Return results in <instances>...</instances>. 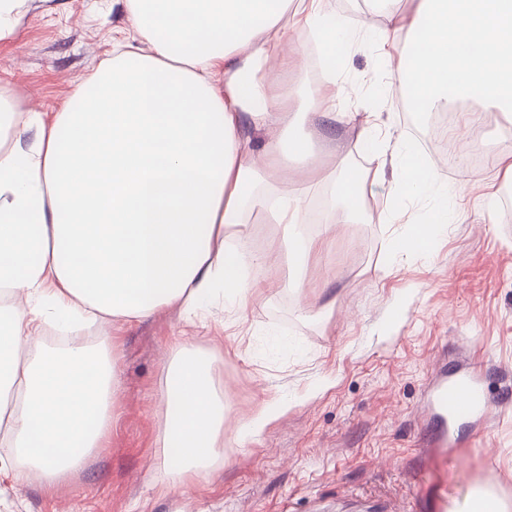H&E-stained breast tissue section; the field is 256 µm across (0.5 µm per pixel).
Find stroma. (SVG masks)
I'll return each mask as SVG.
<instances>
[{
	"mask_svg": "<svg viewBox=\"0 0 512 512\" xmlns=\"http://www.w3.org/2000/svg\"><path fill=\"white\" fill-rule=\"evenodd\" d=\"M126 26L122 0H48L15 39L0 42V86L25 109L59 111L72 83L90 82ZM390 70L368 39L318 86L334 88L343 111L376 113L382 133L417 139L425 117L405 112ZM477 125L488 162H439L457 220L429 254L393 260L385 252L425 214L426 202L416 199L389 224H332L295 290L283 285V258L272 246L280 228L258 216L249 247L266 256L256 274L272 280L273 291L243 306L215 300L190 324L170 308L86 329L87 346L109 338L121 418L60 487L15 483L11 453L0 446V512H463L486 483L512 505V182L499 162L512 114L485 125L478 104L467 103L450 137L469 140ZM340 144L347 166L367 178V213L389 211V181L376 177L355 127ZM490 211L496 223L486 222ZM178 338L217 354L225 395L224 461L187 486L157 444L162 367ZM440 370L476 373L486 406L449 424L447 447L428 448V393ZM262 411L263 432L243 436Z\"/></svg>",
	"mask_w": 512,
	"mask_h": 512,
	"instance_id": "obj_1",
	"label": "stroma"
}]
</instances>
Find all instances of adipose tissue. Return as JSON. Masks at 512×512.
<instances>
[{"label": "adipose tissue", "instance_id": "adipose-tissue-1", "mask_svg": "<svg viewBox=\"0 0 512 512\" xmlns=\"http://www.w3.org/2000/svg\"><path fill=\"white\" fill-rule=\"evenodd\" d=\"M381 2L383 25L352 27L324 0H124L123 50L91 86L74 83L61 111L16 123L21 102L0 90V445L25 462L16 483L60 485L117 420L112 357L46 347L47 316L66 327L131 323L174 306L195 313L220 293L247 304L264 291L247 276L264 262L248 246L260 212L282 227L274 247L286 282L301 284L328 240L299 223L301 176L334 180L341 220L361 221L365 179L345 170L336 138L314 139L317 124H358L392 174L395 208L429 200L388 241L390 256L428 253L453 222L432 158L269 66L286 56L289 31L317 33L327 58L341 59L360 29L397 55L414 111L473 100L490 120L512 112V0H416L407 14ZM162 375L159 444L186 484L224 457V390L212 356L184 341Z\"/></svg>", "mask_w": 512, "mask_h": 512}]
</instances>
